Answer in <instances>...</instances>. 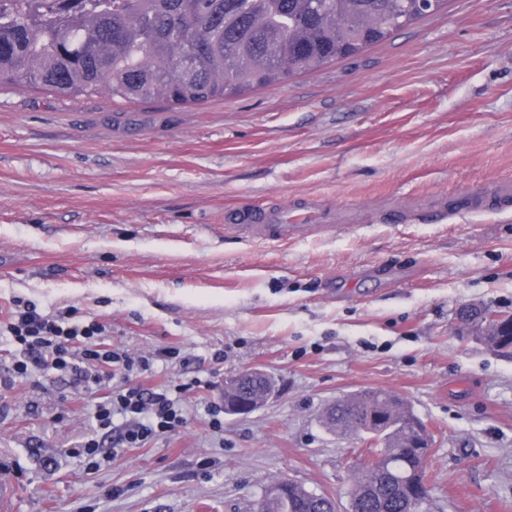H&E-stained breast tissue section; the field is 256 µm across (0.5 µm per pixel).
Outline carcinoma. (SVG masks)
<instances>
[{
  "label": "carcinoma",
  "instance_id": "1",
  "mask_svg": "<svg viewBox=\"0 0 512 512\" xmlns=\"http://www.w3.org/2000/svg\"><path fill=\"white\" fill-rule=\"evenodd\" d=\"M447 0H0V87L63 97L105 94L182 107L241 95L356 55ZM271 380L225 382L224 400ZM330 431L364 428L379 442L354 470L349 512H415L409 491L432 442L385 390L350 394L321 416ZM259 512H338L334 498L292 481Z\"/></svg>",
  "mask_w": 512,
  "mask_h": 512
}]
</instances>
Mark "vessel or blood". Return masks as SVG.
Segmentation results:
<instances>
[{
	"label": "vessel or blood",
	"instance_id": "obj_1",
	"mask_svg": "<svg viewBox=\"0 0 512 512\" xmlns=\"http://www.w3.org/2000/svg\"><path fill=\"white\" fill-rule=\"evenodd\" d=\"M357 215L358 212L354 209L338 213L308 201L290 212L271 209L260 223L256 222L252 213L245 211L238 212L236 220L239 230L248 237L283 242L313 231L317 223L335 220L352 222Z\"/></svg>",
	"mask_w": 512,
	"mask_h": 512
}]
</instances>
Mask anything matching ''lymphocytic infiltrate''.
I'll list each match as a JSON object with an SVG mask.
<instances>
[{
    "label": "lymphocytic infiltrate",
    "mask_w": 512,
    "mask_h": 512,
    "mask_svg": "<svg viewBox=\"0 0 512 512\" xmlns=\"http://www.w3.org/2000/svg\"><path fill=\"white\" fill-rule=\"evenodd\" d=\"M103 330V325L81 318L64 321L43 314L32 303L18 306L5 336L20 352L13 370L26 376L35 368H52L71 374L88 391L102 392L94 419L98 429L117 432L116 447L136 448L181 428L185 417L179 396L185 385L161 387L145 380L129 381L133 372H150L157 363L177 358V350L165 347L135 357L102 347L97 338ZM105 366L122 376L121 385L107 387L101 372Z\"/></svg>",
    "instance_id": "f902f5d3"
}]
</instances>
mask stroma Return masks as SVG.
<instances>
[{"mask_svg": "<svg viewBox=\"0 0 512 512\" xmlns=\"http://www.w3.org/2000/svg\"><path fill=\"white\" fill-rule=\"evenodd\" d=\"M512 179V0H448L359 57L199 106L0 87V321L14 302L102 323L113 349H180L186 422L97 466L74 450L95 396L12 371L0 348V473L16 512H257L287 479L347 512L364 435L327 430L344 395L384 389L426 424L430 512H512V360L456 311H512V211L390 224ZM310 200L363 205L272 243L232 216ZM276 384L224 414L226 379Z\"/></svg>", "mask_w": 512, "mask_h": 512, "instance_id": "1", "label": "stroma"}]
</instances>
